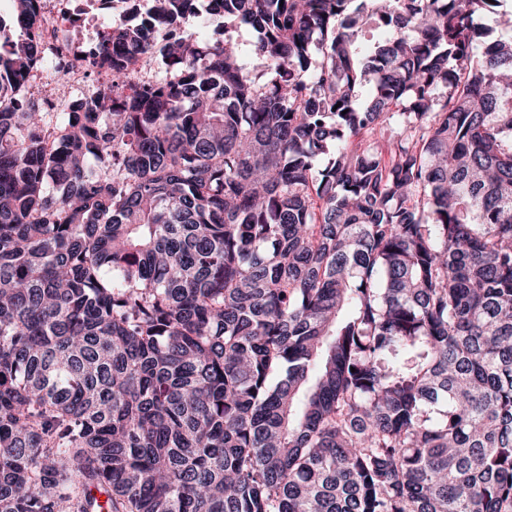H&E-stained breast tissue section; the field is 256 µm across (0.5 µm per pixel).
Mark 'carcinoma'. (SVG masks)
I'll use <instances>...</instances> for the list:
<instances>
[{
  "label": "carcinoma",
  "mask_w": 512,
  "mask_h": 512,
  "mask_svg": "<svg viewBox=\"0 0 512 512\" xmlns=\"http://www.w3.org/2000/svg\"><path fill=\"white\" fill-rule=\"evenodd\" d=\"M505 2L146 0L45 112L12 0L0 512H512Z\"/></svg>",
  "instance_id": "carcinoma-1"
}]
</instances>
